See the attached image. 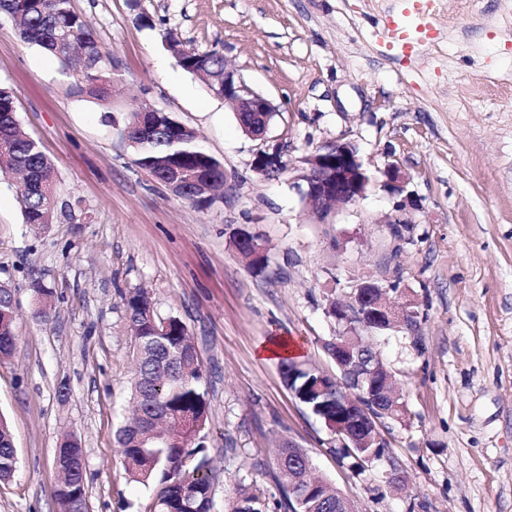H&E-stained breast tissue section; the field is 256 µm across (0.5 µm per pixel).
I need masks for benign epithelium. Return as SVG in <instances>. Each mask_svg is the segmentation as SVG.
I'll return each instance as SVG.
<instances>
[{"instance_id":"benign-epithelium-1","label":"benign epithelium","mask_w":512,"mask_h":512,"mask_svg":"<svg viewBox=\"0 0 512 512\" xmlns=\"http://www.w3.org/2000/svg\"><path fill=\"white\" fill-rule=\"evenodd\" d=\"M215 95L231 103L237 116L246 113L251 123L264 130L268 128L269 118L274 113L270 101L248 87L227 63ZM253 169L266 176L286 170V164L278 152L260 153L254 160ZM383 175L385 181L381 187L397 195L403 192L405 177L396 165H388ZM372 185L374 180L368 174L356 145L343 139L328 142L305 156L293 181L302 198L320 214L335 207L355 204ZM392 289V283L384 285L374 280H361L352 284L349 292L336 296V321L344 327V331L333 340L336 364L340 368L336 376V397L342 399L345 410L357 422L363 423L359 430H372L378 440L381 439L380 422L374 416L363 415L360 399L372 393L373 381L384 365L376 358L369 359L360 351L352 350L345 337L359 336L363 332L375 336L382 329L399 331L412 328L416 312L396 310L385 301L384 293ZM83 463L84 458L67 455L64 443H59L56 465L78 468Z\"/></svg>"}]
</instances>
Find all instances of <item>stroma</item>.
<instances>
[{
	"instance_id": "1",
	"label": "stroma",
	"mask_w": 512,
	"mask_h": 512,
	"mask_svg": "<svg viewBox=\"0 0 512 512\" xmlns=\"http://www.w3.org/2000/svg\"><path fill=\"white\" fill-rule=\"evenodd\" d=\"M71 4L110 55L105 100L74 96L59 62L0 16V86L55 166L44 230L24 223L0 174V283L18 301L15 347L0 358L18 463L0 483V512H60L54 457L65 434L84 449L88 512H134L151 495L126 479L115 441L132 374L121 296L135 288L185 322L200 351L217 505L241 480L275 491L287 438L354 512H512V0H439L428 36L406 0ZM388 14L411 50L380 35ZM170 35L219 52L272 103L264 138L245 135L232 105L179 66ZM143 107L193 128L223 164L229 188L209 206L134 165L121 131ZM338 138L371 173L392 163L404 174L419 207L402 239L388 226L398 195L373 188L322 221L289 172L253 169L259 153L293 168ZM241 225L260 234L266 272L233 245ZM36 277L55 292L45 321L32 315ZM362 279L396 282L388 301L418 317L376 340L406 412L381 424L388 456L359 468L261 348L287 342L289 357L335 374L325 345L342 328L325 298ZM393 470L405 491L386 484Z\"/></svg>"
}]
</instances>
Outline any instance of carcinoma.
Returning a JSON list of instances; mask_svg holds the SVG:
<instances>
[{
    "mask_svg": "<svg viewBox=\"0 0 512 512\" xmlns=\"http://www.w3.org/2000/svg\"><path fill=\"white\" fill-rule=\"evenodd\" d=\"M0 14L14 20L23 42L50 54L60 63L62 72L71 79L77 95L96 99L107 96L110 76L104 63L109 56L95 39L84 19L77 14L71 0H0ZM68 32L73 50L60 49L59 35ZM168 50L187 72L203 79L209 88L216 87L224 56L207 52L205 66H198V53H185L182 43L169 37ZM128 144L134 163L155 180L166 179V165L182 164L220 188L224 167L201 144L196 132L167 112L151 114L150 129H138L129 118ZM0 140L8 148L0 153V172L35 174L45 191L22 190L24 223L37 228L52 224V189L55 169L42 150L39 140L20 130L11 92L0 89ZM253 234L245 229L236 232L235 245L241 257L256 272L268 267V256L257 254L249 245ZM125 324L130 336L142 334L153 340V347L142 350L132 340L135 369L130 380L132 414L116 431L128 479L144 486L155 485L154 496L141 506V512H214V484L217 475L206 444L205 427L210 404L205 388L206 377L195 343L186 334V324L176 316L157 313L148 291L135 288L123 297ZM13 322L0 323V353L9 355L15 342ZM283 378L304 392L306 405L336 433V384L322 377L320 371L301 369L290 359L281 360ZM343 449L359 460L371 462L386 454L380 448L357 440L350 425L341 432ZM6 419L0 416V481L10 479L17 466V452ZM280 479L277 492L269 495L238 484L230 512H336V487L317 480L302 478L304 469H314L307 451L283 443L277 452ZM53 497L62 512H87L85 470L58 473Z\"/></svg>",
    "mask_w": 512,
    "mask_h": 512,
    "instance_id": "obj_1",
    "label": "carcinoma"
}]
</instances>
